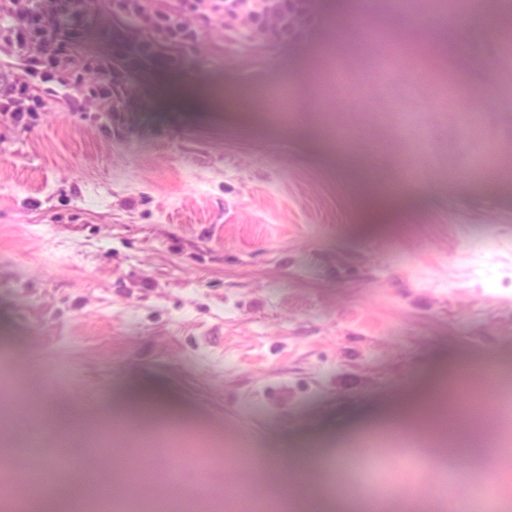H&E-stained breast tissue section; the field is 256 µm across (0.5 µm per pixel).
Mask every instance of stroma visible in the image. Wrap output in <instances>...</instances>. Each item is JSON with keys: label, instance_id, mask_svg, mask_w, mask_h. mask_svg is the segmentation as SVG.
<instances>
[{"label": "stroma", "instance_id": "obj_1", "mask_svg": "<svg viewBox=\"0 0 512 512\" xmlns=\"http://www.w3.org/2000/svg\"><path fill=\"white\" fill-rule=\"evenodd\" d=\"M309 0L285 42L186 17L193 43L146 55L151 31L113 0H87L72 62L16 55L0 30V80L25 86L0 113V436L18 474L67 450L84 462L83 512L136 469L135 512H224L215 488L277 512L249 455L335 442L473 362L512 370V0H481L496 35L465 25L474 0ZM447 17V68L408 14ZM382 30L416 71L389 65ZM492 86L494 100L472 98ZM491 240V253L458 249ZM165 394L194 430L163 447L106 424L115 462L86 461L89 421L134 392ZM374 474L325 481L359 512L426 499L445 512L483 480L512 512V454L480 474L444 471L392 437ZM185 493L163 490L174 453Z\"/></svg>", "mask_w": 512, "mask_h": 512}]
</instances>
